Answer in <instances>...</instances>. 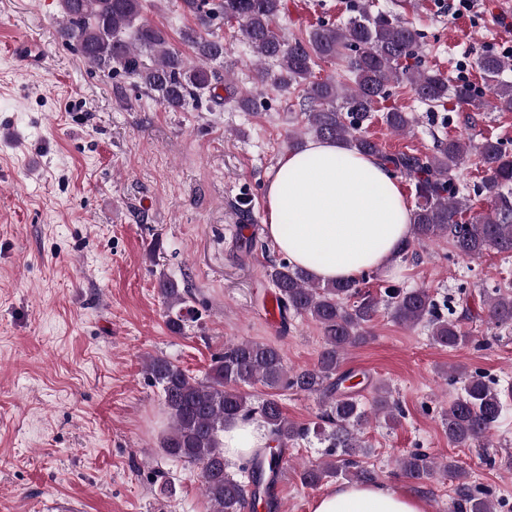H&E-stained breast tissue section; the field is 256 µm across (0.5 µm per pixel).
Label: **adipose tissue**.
Here are the masks:
<instances>
[{
  "label": "adipose tissue",
  "mask_w": 512,
  "mask_h": 512,
  "mask_svg": "<svg viewBox=\"0 0 512 512\" xmlns=\"http://www.w3.org/2000/svg\"><path fill=\"white\" fill-rule=\"evenodd\" d=\"M264 212L275 250L323 283L390 271L414 218L378 157L320 139L281 159L266 183ZM266 444L256 423L224 426L227 459L243 461ZM312 512H427V506L390 484L353 481L316 498Z\"/></svg>",
  "instance_id": "ef3b65f1"
}]
</instances>
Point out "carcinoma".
Returning a JSON list of instances; mask_svg holds the SVG:
<instances>
[{"label": "carcinoma", "mask_w": 512, "mask_h": 512, "mask_svg": "<svg viewBox=\"0 0 512 512\" xmlns=\"http://www.w3.org/2000/svg\"><path fill=\"white\" fill-rule=\"evenodd\" d=\"M194 15L197 27L182 33L198 64L188 66L182 54L171 47L167 34L142 19V0H61L62 20L57 33L74 45L82 58L105 76L122 74L135 87L153 96L169 112H184L192 106L213 110L230 104L240 112L261 107L251 93H239L210 67L224 61V38L213 29L214 19L235 22L244 43L261 68L256 82L267 81L281 88L301 91V113L306 116V133L316 139L344 144L358 152L376 155L390 165L395 175L414 186L412 241L425 244L440 238L451 241L457 255L474 258L488 250L512 253V153L499 139L464 141L448 138L437 142L426 157L399 152L388 154L361 130L362 121L388 96L395 82L406 83L417 100L442 107L453 99L472 112H512V81L503 73L512 63L486 53L478 65L489 82L490 96L474 93L466 81L454 85L442 73L420 68L417 57L420 34L387 14H374L368 0H357L354 16L339 24H320L302 37L286 39L274 24L286 9L285 0H183ZM340 58L342 74L319 78L316 61ZM278 66L271 73L265 64ZM225 94H220L218 89ZM383 119L395 131L408 130L414 118L398 108H389ZM476 152L483 169L480 190L492 209L469 222L460 218L468 211L467 198L460 194L454 173ZM278 294L281 331H287L288 315L306 316L322 330L324 348L311 367L290 368L281 350L268 343L236 341L212 359L205 375L198 378L164 357H152L145 365L148 381L162 391L169 430L162 448L171 457L200 468L204 495L211 512H241L246 494L257 498L270 494L283 474L284 449L314 436L327 443L328 459L300 473L301 483L317 487L331 478L371 481L374 475L360 466L356 457L366 456L370 447L360 438L368 413L394 425L398 407L385 387L377 389L371 407L348 390L354 377L342 370L344 353L368 342L369 324L379 312L380 301L362 290L366 276L346 282L321 283L310 273L287 261L273 262L267 270ZM169 329L182 333L181 315L188 291L170 278L158 282ZM386 310L398 324L428 328L434 344L456 349L468 341L458 324L441 316L425 288L392 289L386 292ZM488 322L512 325V292L496 289L483 298ZM451 374L465 380L464 392L441 415L448 443L468 448L485 443L502 421L505 398L511 387H500L493 379L470 375L459 365ZM261 383L266 387L292 389L315 395L329 403L321 422L299 425L284 415L279 399L270 395L254 407L243 386ZM259 415L268 443L256 450L241 466L248 483L227 471L224 458V424L235 419L251 420ZM401 470L419 483L441 474L458 482V498L448 512H497L487 491L471 483V473L450 457L435 462L420 451L399 460Z\"/></svg>", "instance_id": "1"}]
</instances>
